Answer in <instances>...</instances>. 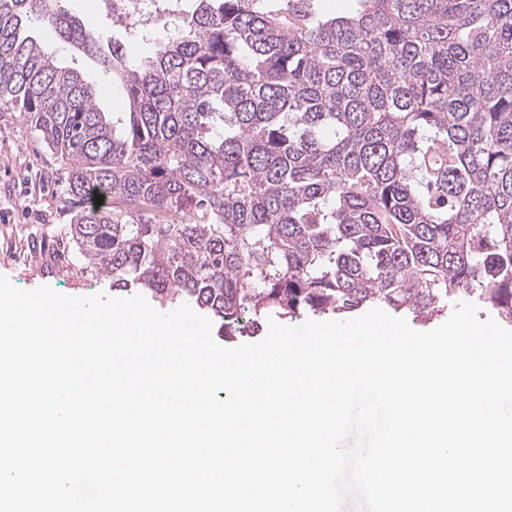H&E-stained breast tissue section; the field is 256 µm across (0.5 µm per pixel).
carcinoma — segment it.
<instances>
[{"label": "carcinoma", "instance_id": "1", "mask_svg": "<svg viewBox=\"0 0 512 512\" xmlns=\"http://www.w3.org/2000/svg\"><path fill=\"white\" fill-rule=\"evenodd\" d=\"M357 2L198 0L133 62L59 5L0 0V112L64 162L84 270L189 296L229 337L246 313L429 319L460 296L512 323V0ZM31 19L128 111H100ZM56 54L64 66L77 69L90 81L97 93V102L102 112H126L128 99L119 81L112 78V72L106 70L93 57L72 48L68 44L55 42Z\"/></svg>", "mask_w": 512, "mask_h": 512}]
</instances>
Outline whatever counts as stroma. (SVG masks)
I'll return each instance as SVG.
<instances>
[{
  "label": "stroma",
  "instance_id": "obj_1",
  "mask_svg": "<svg viewBox=\"0 0 512 512\" xmlns=\"http://www.w3.org/2000/svg\"><path fill=\"white\" fill-rule=\"evenodd\" d=\"M66 8L86 28L112 30L128 54H152L154 42L124 36L96 7V0H66ZM56 54L64 66L77 69L90 81L102 111L124 112L128 99L119 81L93 57L57 43ZM62 165L16 112H0V276L17 288L50 287L57 293L86 297L118 293L111 279L82 271L80 257L69 234L70 215L62 205Z\"/></svg>",
  "mask_w": 512,
  "mask_h": 512
}]
</instances>
